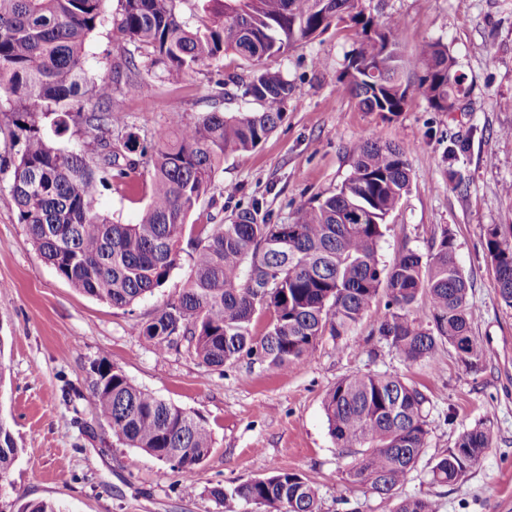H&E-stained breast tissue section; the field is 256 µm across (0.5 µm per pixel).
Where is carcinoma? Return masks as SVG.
<instances>
[{"instance_id":"1","label":"carcinoma","mask_w":512,"mask_h":512,"mask_svg":"<svg viewBox=\"0 0 512 512\" xmlns=\"http://www.w3.org/2000/svg\"><path fill=\"white\" fill-rule=\"evenodd\" d=\"M0 0V123L17 147L9 194L18 222L28 226L40 256L73 288L115 308L133 306L163 287L191 243L190 273L178 294L141 325L139 334L160 356L185 349L207 368L243 356L278 370L313 355L325 335L343 336L380 292L386 311L378 336L405 361L435 364L448 346L477 366L483 358L472 323L471 288L448 231L428 256L413 250L380 266L387 218L408 193L403 146L361 138L351 148L352 171L336 192L294 208L291 222L259 217L253 202L225 224L188 219L215 188L224 157L256 149L283 120L293 85L262 61L323 32L330 20L358 30L340 82L366 112H401L414 91L437 112L458 98L456 61L437 40L415 56L403 49L398 18L377 20L361 0ZM105 28L117 42L108 73L87 76L85 43ZM254 67L252 77L224 78V56ZM176 85L193 72L258 105L172 112L153 143L128 130L119 100L144 93L140 70ZM95 105L85 108L83 97ZM73 128L94 136L95 149H66L57 138ZM126 130L119 136L117 131ZM148 158L150 195L134 224L98 208L100 188L122 184L135 171L132 154ZM500 300L512 307V222L493 224L485 240ZM430 313L424 323L419 310ZM267 314L265 332L252 331ZM98 416L124 445L170 466L190 480L214 439L206 422L132 384L112 361L94 364ZM429 396L397 375L354 374L323 400L331 438L353 457L351 484L370 486L393 503L391 512H435L432 501L395 498L427 445ZM493 445L487 425L461 432L429 471L433 484L464 478ZM19 454L0 421V480ZM221 512H319L318 491L303 473L270 476L208 489Z\"/></svg>"}]
</instances>
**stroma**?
<instances>
[{"instance_id": "stroma-1", "label": "stroma", "mask_w": 512, "mask_h": 512, "mask_svg": "<svg viewBox=\"0 0 512 512\" xmlns=\"http://www.w3.org/2000/svg\"><path fill=\"white\" fill-rule=\"evenodd\" d=\"M363 6L376 19H400L408 54L431 41L447 44L464 78L459 111H434L417 94L393 115L360 110L339 83L356 31L330 26L265 60L294 88L284 118L257 149L225 159L218 189L189 221L219 224L255 202L261 215L288 223L295 205L340 187L358 139L402 144L410 190L387 221L378 258L388 265L407 249L428 255L435 239L449 233L472 284L468 300L478 310L474 332L483 363L471 367L450 347L437 366L405 362L377 335L381 299L348 336L322 337L311 357L284 371L248 358L213 370L183 351L158 356L138 327L178 294L191 246H184L168 282L132 307L79 293L39 256L17 219L8 193L15 152L0 126V419L19 448L0 480L8 512L34 500L52 501L60 512H219L209 487L276 471L306 474L318 489L320 512H386L368 486L347 483L350 459L328 432L323 399L338 380L357 373L398 375L431 399L428 445L399 496L432 500L436 512H512V307L497 295L485 251L487 227L512 217V137L503 135L512 129V0H363ZM121 106L131 132L147 139L169 113H232L246 103L218 97L204 74L193 73L177 86L150 81ZM452 135L469 149L451 165L444 156ZM451 166L459 180H449ZM149 191L138 171L103 190L100 207L132 224ZM104 357L134 385L207 422L214 447L193 482L123 445L96 418L92 367ZM483 423L494 445L479 464L457 483L432 484L435 460L459 433Z\"/></svg>"}]
</instances>
